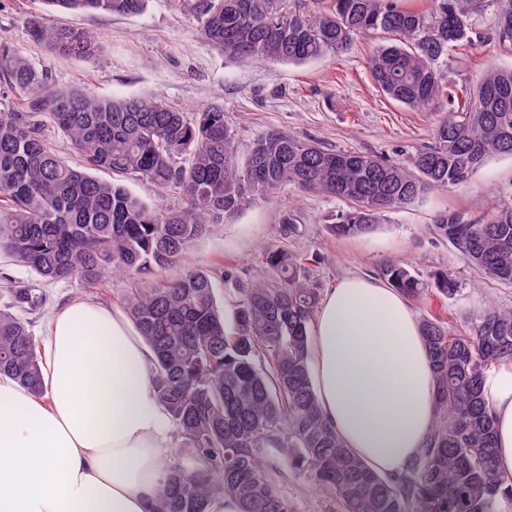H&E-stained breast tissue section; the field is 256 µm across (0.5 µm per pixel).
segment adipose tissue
I'll return each instance as SVG.
<instances>
[{"mask_svg":"<svg viewBox=\"0 0 512 512\" xmlns=\"http://www.w3.org/2000/svg\"><path fill=\"white\" fill-rule=\"evenodd\" d=\"M45 399L0 376V512H154L168 466V415L152 355L119 311L75 299L48 325ZM321 410L346 448L381 475L424 448L436 418L428 352L404 295L352 276L311 332ZM496 465L512 474V365L484 384Z\"/></svg>","mask_w":512,"mask_h":512,"instance_id":"adipose-tissue-1","label":"adipose tissue"}]
</instances>
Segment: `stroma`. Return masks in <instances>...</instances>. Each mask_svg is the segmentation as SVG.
Listing matches in <instances>:
<instances>
[{"label": "stroma", "instance_id": "obj_1", "mask_svg": "<svg viewBox=\"0 0 512 512\" xmlns=\"http://www.w3.org/2000/svg\"><path fill=\"white\" fill-rule=\"evenodd\" d=\"M42 8L41 0H0V41L46 73L53 88L112 98L158 95L190 119L201 109L222 107L239 154H246L255 139L271 130L391 163L406 161L434 144L438 113L388 99L368 70L369 52L395 43V35L379 31L358 38L348 51H330L304 64L241 62L225 57L175 0H146L141 13L130 15L55 13L57 24L96 37L100 57L88 60L55 55L29 36L26 18ZM496 29L497 6L492 2L471 19V46L456 48L440 67L447 93L460 97L461 87L475 84L485 68L512 66V51L498 46ZM493 205L512 206V157L488 158L466 184L428 190L414 202L384 213L371 231L349 237L334 235L330 226L351 211V203L285 186L240 211L225 213L168 273L208 271L223 297L229 289L223 271H234L244 285L274 281L276 273L261 252L284 248L304 258L309 282L324 295L344 278L375 277L383 263L400 260L427 285L421 297L409 302L416 319L434 317L451 334L469 335L488 306L512 309V283L470 264L438 224L448 215L467 224L477 222ZM1 272L14 284L42 294L41 308L29 316L40 343L61 305L82 298L117 307L133 286L119 277L96 288L76 280L48 282L0 252ZM442 275L457 284L452 297L442 296L434 286ZM267 473L293 502L295 512H339L334 494L278 455L268 457Z\"/></svg>", "mask_w": 512, "mask_h": 512}]
</instances>
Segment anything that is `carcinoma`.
Listing matches in <instances>:
<instances>
[{"label": "carcinoma", "instance_id": "carcinoma-1", "mask_svg": "<svg viewBox=\"0 0 512 512\" xmlns=\"http://www.w3.org/2000/svg\"><path fill=\"white\" fill-rule=\"evenodd\" d=\"M146 0H42L30 15L31 37L64 56L94 59L95 38L58 26L57 11L137 14ZM200 32L224 54L304 63L346 50L374 31L413 45H383L369 57L372 79L389 98L411 109L440 107L439 63L469 42L472 14L488 0H430L426 11L402 0H331L316 15L285 9V0H177ZM497 41L512 46V0H497ZM0 80L22 92L25 112H0V251L48 281L78 279L94 287L119 275L150 279L132 288L124 308L154 355L152 387L183 450L195 459L172 464L155 512H208L217 497L241 512H294L266 470L269 451L332 490L343 512H503L512 505V475L496 469L494 417L483 394L488 368L512 363V310L490 307L470 336H452L425 319L421 334L435 376L437 417L427 444L400 474L381 476L345 448L322 413L310 376V325L319 291L302 259L264 251L278 278L238 285L231 312L219 307L213 277L187 268L162 277L210 220L241 210L284 186L350 201L338 236L373 229L382 213L430 189L466 183L486 158L512 157V67L491 68L467 105L446 109L433 129L435 146L409 164H388L355 151L292 150L299 139L271 131L243 160L224 123V109L205 108L190 121L158 97L114 99L58 91L46 75L0 42ZM47 114L82 158L73 166L45 144L36 117ZM103 168L145 180L182 200L150 208L119 183L90 173ZM448 239L484 273L512 282V206L494 207L476 224L453 216L439 224ZM381 276L407 297L423 282L402 262ZM0 375L35 395L43 363L28 314L43 303L32 288L0 289Z\"/></svg>", "mask_w": 512, "mask_h": 512}]
</instances>
